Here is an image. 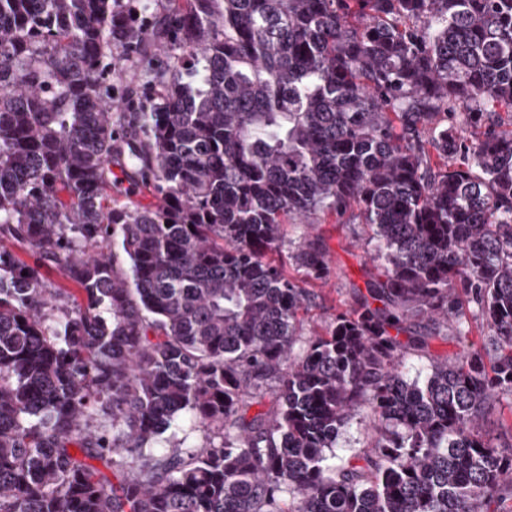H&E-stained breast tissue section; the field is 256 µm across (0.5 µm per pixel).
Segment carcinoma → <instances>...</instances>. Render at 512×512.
I'll list each match as a JSON object with an SVG mask.
<instances>
[{
	"instance_id": "carcinoma-1",
	"label": "carcinoma",
	"mask_w": 512,
	"mask_h": 512,
	"mask_svg": "<svg viewBox=\"0 0 512 512\" xmlns=\"http://www.w3.org/2000/svg\"><path fill=\"white\" fill-rule=\"evenodd\" d=\"M354 208L381 270L296 355L284 224L324 281ZM503 396L512 0H0V512H512ZM473 313L468 314L469 333L466 339L457 336L454 328L448 327V341L436 339L431 342L429 353L432 357L443 359L448 356V360H451L461 349L464 342H479L480 336H483L482 321L479 317L473 316ZM510 400L497 399L493 403L491 413L486 417L483 423V433L496 443H511V432L508 428L509 424L504 418L510 416ZM367 414V409H360L355 413L350 424L341 430L336 440V452L340 456L362 455L373 444L375 436L370 429Z\"/></svg>"
}]
</instances>
